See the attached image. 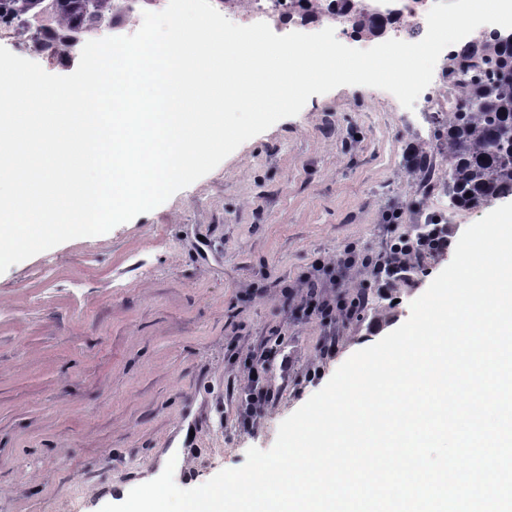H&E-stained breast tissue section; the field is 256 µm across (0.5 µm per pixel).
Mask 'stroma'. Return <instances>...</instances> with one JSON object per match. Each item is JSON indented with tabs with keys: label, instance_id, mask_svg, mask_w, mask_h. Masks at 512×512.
<instances>
[{
	"label": "stroma",
	"instance_id": "obj_1",
	"mask_svg": "<svg viewBox=\"0 0 512 512\" xmlns=\"http://www.w3.org/2000/svg\"><path fill=\"white\" fill-rule=\"evenodd\" d=\"M433 131L420 100L408 109L358 85L314 95L154 210L0 274V512H99L176 442L184 489L242 466L248 448L270 449L348 357L409 318L447 262L422 260L385 288L348 270L342 295L367 304L330 323L281 287L345 249L382 252L429 217L463 230L503 205L464 211L408 176L413 146L432 145ZM391 211L400 222L385 223ZM252 354L266 356L275 399L248 430ZM318 365L322 378L308 381Z\"/></svg>",
	"mask_w": 512,
	"mask_h": 512
}]
</instances>
